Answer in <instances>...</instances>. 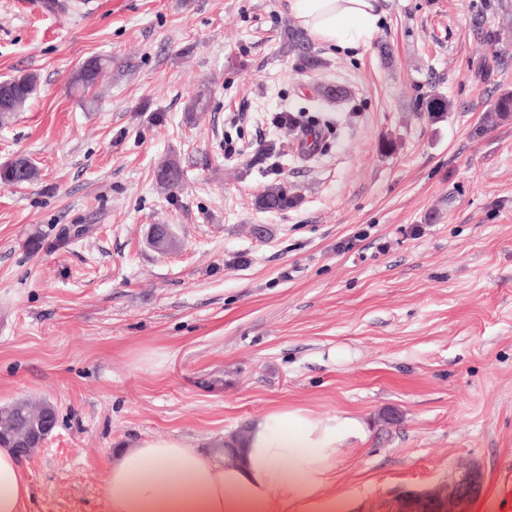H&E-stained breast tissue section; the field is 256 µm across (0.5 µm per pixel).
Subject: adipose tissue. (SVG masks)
<instances>
[{"label":"adipose tissue","mask_w":512,"mask_h":512,"mask_svg":"<svg viewBox=\"0 0 512 512\" xmlns=\"http://www.w3.org/2000/svg\"><path fill=\"white\" fill-rule=\"evenodd\" d=\"M315 38L343 49L378 29L379 0H288ZM357 417H318L302 408L258 416L238 458L225 464L178 437H146L118 450L105 482L107 512H346L324 496L336 459L364 440ZM30 485L14 449L0 447V512H28Z\"/></svg>","instance_id":"obj_1"}]
</instances>
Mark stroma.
<instances>
[{
    "label": "stroma",
    "mask_w": 512,
    "mask_h": 512,
    "mask_svg": "<svg viewBox=\"0 0 512 512\" xmlns=\"http://www.w3.org/2000/svg\"><path fill=\"white\" fill-rule=\"evenodd\" d=\"M381 7L350 51L295 41L287 0H0V80L38 77L0 126V164L40 172L0 183V405L57 412L30 512H103L115 448L206 453L282 406L367 422L324 488L351 512L462 465L469 512H512V0ZM304 107L312 157L273 123ZM272 186L292 205L261 209ZM183 171L180 165L169 160L161 164L156 170V180L164 188L174 190L180 187Z\"/></svg>",
    "instance_id": "1"
}]
</instances>
